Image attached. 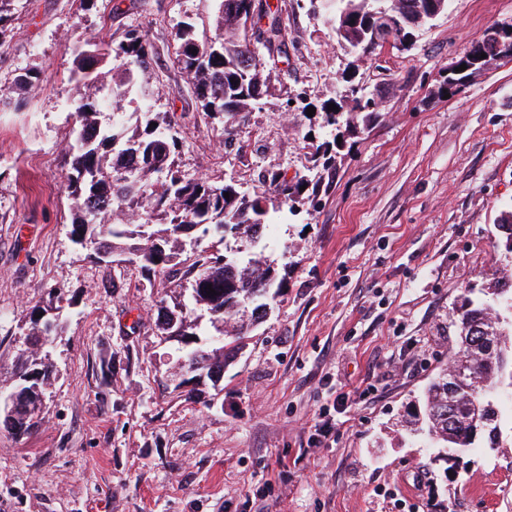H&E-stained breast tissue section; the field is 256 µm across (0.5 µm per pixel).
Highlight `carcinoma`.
<instances>
[{"mask_svg": "<svg viewBox=\"0 0 512 512\" xmlns=\"http://www.w3.org/2000/svg\"><path fill=\"white\" fill-rule=\"evenodd\" d=\"M342 11L331 12L328 24L336 31L338 43L362 57H370L389 38L415 32L416 20L448 8V0H331ZM217 15L212 24L180 22L175 27L174 62L184 75L201 110L211 119L249 111L268 92L271 81L280 79L265 54L286 53L284 27L280 18L265 5L256 13L254 0H216ZM268 16L267 28L254 18ZM487 48L486 39L471 45L457 60L467 69L456 76L461 81L476 65L473 52ZM74 57L72 79L79 86H93L101 96L81 94L70 108L78 132L68 148V169L64 187L72 198L76 217L72 241L89 242L96 249L126 255L143 279L163 275L180 258L179 244L192 237L197 228L219 235L244 230L249 245L260 240L258 230L266 226L270 208L267 193L240 194L234 187L205 178H188L178 169L176 158L182 142L173 116L157 112L148 102L150 60L153 52L147 35L129 30L125 39L91 43L78 36L70 44ZM143 99L135 113V127L127 134L128 99ZM346 125L358 131L370 128L377 110L370 101L349 89ZM115 108L110 122L99 115ZM268 187L286 204L296 189L283 176L269 172ZM229 197H224V193ZM165 226V236L152 227ZM504 248L512 255V209L501 215ZM193 307L178 302L162 314V331L169 336H195L200 318L206 316L223 337V345L204 351L193 348L182 355L181 368L196 376L210 377L224 371V364L250 331V323L265 317L262 309L274 284L271 266L249 258L242 266L221 262L218 256L194 262L186 271ZM212 285L216 295L207 294ZM61 307L32 308L27 343L31 356L16 370L22 378L40 370L41 380L25 384L18 422L25 435L39 421L46 387L54 366L37 357L57 326ZM457 349L448 372L439 375L425 395L424 416L414 419L411 434L423 438L431 448H496L501 436L499 392L512 388V271L504 269L492 292L477 295L467 290L459 307ZM491 337L492 349L480 340Z\"/></svg>", "mask_w": 512, "mask_h": 512, "instance_id": "carcinoma-1", "label": "carcinoma"}]
</instances>
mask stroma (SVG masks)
Here are the masks:
<instances>
[{
    "label": "stroma",
    "instance_id": "stroma-1",
    "mask_svg": "<svg viewBox=\"0 0 512 512\" xmlns=\"http://www.w3.org/2000/svg\"><path fill=\"white\" fill-rule=\"evenodd\" d=\"M270 3L282 82L223 123L202 112L171 39L214 0H14L0 24V388L27 355L31 308L63 305L38 430L0 427V512H512V431L452 468L398 425L448 367L465 290L506 263L512 60L454 96L441 85L488 27L512 22V0H449L410 49L360 62L321 0ZM133 28L154 46L152 102L174 115L185 176L250 195L271 169L307 182L258 249L279 284L268 315L223 378L184 389L182 346L158 330L184 266L146 281L70 237L69 37L118 42ZM27 72L33 85L15 91ZM356 86L374 93L377 122L345 137L334 174L314 169L328 105ZM340 389L351 406L335 405Z\"/></svg>",
    "mask_w": 512,
    "mask_h": 512
}]
</instances>
